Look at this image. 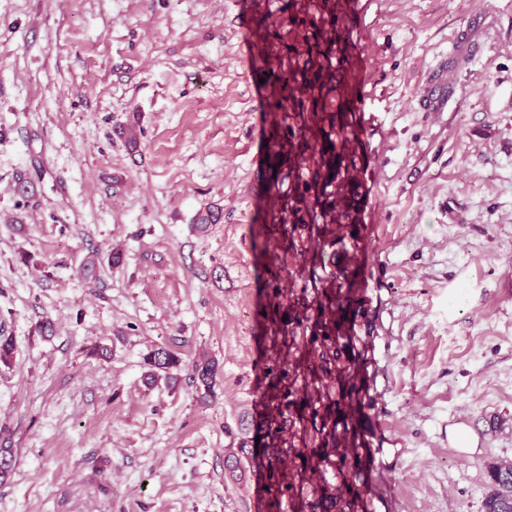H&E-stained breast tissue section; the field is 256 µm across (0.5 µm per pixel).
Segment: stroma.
<instances>
[{
    "label": "stroma",
    "instance_id": "1",
    "mask_svg": "<svg viewBox=\"0 0 512 512\" xmlns=\"http://www.w3.org/2000/svg\"><path fill=\"white\" fill-rule=\"evenodd\" d=\"M261 34L272 64L248 67ZM316 42L334 53L306 77L332 84L356 165L352 222L324 235L350 236L360 272V446L341 476L256 460L235 480L227 456L277 418L266 370L295 359L268 322L312 336L271 215L287 126L274 172L266 141L269 85ZM445 70L460 108L424 111ZM0 318V512H268L271 481L357 489L358 512H482L488 463L512 460V0H0ZM158 347L175 385L144 379ZM193 382L196 385V392L201 400L207 401L215 396L216 379L219 366L215 359L205 356L200 357L192 364Z\"/></svg>",
    "mask_w": 512,
    "mask_h": 512
}]
</instances>
